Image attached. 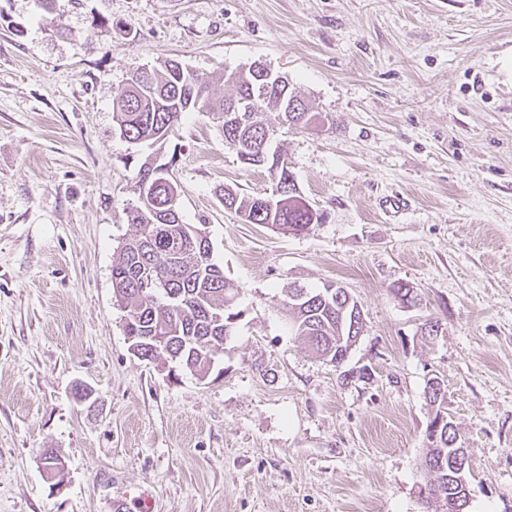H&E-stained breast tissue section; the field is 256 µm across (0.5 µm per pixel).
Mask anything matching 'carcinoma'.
<instances>
[{
	"mask_svg": "<svg viewBox=\"0 0 512 512\" xmlns=\"http://www.w3.org/2000/svg\"><path fill=\"white\" fill-rule=\"evenodd\" d=\"M221 78L235 88L233 95H210L212 79L200 74L191 77L188 67L175 59L159 69L137 71L112 98L120 133L133 143L156 142L189 112L215 116L226 145L243 164L265 169L278 192L269 206L261 194L226 189L224 207L247 224L305 232L321 215L306 207L296 182L277 166L279 152L270 148L267 135L282 120L307 129L319 121V113L310 111L293 88L269 84L251 67ZM239 109L248 111V119L228 123L225 116ZM147 178L155 185L154 202L150 209L138 204L130 211L135 233L112 261L113 296L125 312V335L139 343L138 356L170 360L203 381L216 352L234 335L235 288L219 265L211 259L203 261L212 247L202 230L185 232L180 213L166 207L169 172L140 170L139 180ZM284 304L292 315L295 335L323 360L339 366L336 354L348 351L350 338L358 337L363 328V319L353 316L355 304L348 303V293L342 288L330 292L325 287L291 286L285 291ZM455 454L448 440H428L425 466L433 480L427 499L453 490Z\"/></svg>",
	"mask_w": 512,
	"mask_h": 512,
	"instance_id": "1",
	"label": "carcinoma"
}]
</instances>
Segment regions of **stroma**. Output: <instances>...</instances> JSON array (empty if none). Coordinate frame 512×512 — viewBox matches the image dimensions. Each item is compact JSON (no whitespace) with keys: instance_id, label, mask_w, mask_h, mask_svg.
Listing matches in <instances>:
<instances>
[{"instance_id":"1","label":"stroma","mask_w":512,"mask_h":512,"mask_svg":"<svg viewBox=\"0 0 512 512\" xmlns=\"http://www.w3.org/2000/svg\"><path fill=\"white\" fill-rule=\"evenodd\" d=\"M170 59L217 97L223 71L287 74L321 121L273 143L319 223L287 234L225 209L222 189L272 181L211 115L120 135L115 90ZM148 159L237 289L203 381L135 356L112 296ZM328 282L363 313L339 368L283 304ZM432 377L469 453V512H512V0H0V512H428Z\"/></svg>"}]
</instances>
